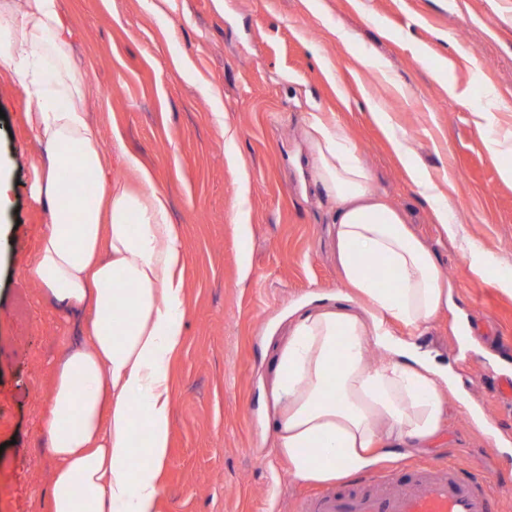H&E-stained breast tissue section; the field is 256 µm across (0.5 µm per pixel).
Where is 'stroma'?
<instances>
[{
	"label": "stroma",
	"instance_id": "stroma-1",
	"mask_svg": "<svg viewBox=\"0 0 512 512\" xmlns=\"http://www.w3.org/2000/svg\"><path fill=\"white\" fill-rule=\"evenodd\" d=\"M59 2L102 144L116 130L123 138L113 176L134 182L127 152L150 167L185 243L188 315L171 366L159 512H293L321 488L293 478L266 422L271 337L291 304L341 285L330 210L312 184L310 113L344 125L373 190L426 241L439 236L361 108L366 96L414 141L487 263L480 278L458 245L439 251L453 305L421 339L460 374L486 426L449 399L448 424L430 447L384 461L491 475L500 512H512V395L496 387L512 381V295L499 287L512 280V181L490 143L512 131V0ZM26 107L0 75V170L16 183L0 213V512H49L54 461L40 424L52 364L74 334L28 276L51 216L30 193L40 150ZM477 107L489 134L475 125Z\"/></svg>",
	"mask_w": 512,
	"mask_h": 512
}]
</instances>
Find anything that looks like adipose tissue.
Returning a JSON list of instances; mask_svg holds the SVG:
<instances>
[{"instance_id":"1","label":"adipose tissue","mask_w":512,"mask_h":512,"mask_svg":"<svg viewBox=\"0 0 512 512\" xmlns=\"http://www.w3.org/2000/svg\"><path fill=\"white\" fill-rule=\"evenodd\" d=\"M29 103L25 122L48 151L32 191L52 222L30 274L64 313L90 309L82 343L52 368L43 430L57 460L51 512H158L171 436L170 360L188 309L183 239L153 172L125 157L140 190L113 178L89 121L88 86L72 57L59 0H0V71ZM444 238L466 239L448 198L419 166L388 113L364 98ZM313 185L335 209L343 292L289 315L271 361L274 446L294 478L334 481L381 454L431 444L448 419L454 372L417 344L448 308L450 285L434 248L371 187V173L340 124L312 113ZM95 187L73 194L62 169ZM408 328L393 334L392 323Z\"/></svg>"}]
</instances>
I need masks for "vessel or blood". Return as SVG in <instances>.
I'll return each instance as SVG.
<instances>
[{
	"label": "vessel or blood",
	"instance_id": "vessel-or-blood-1",
	"mask_svg": "<svg viewBox=\"0 0 512 512\" xmlns=\"http://www.w3.org/2000/svg\"><path fill=\"white\" fill-rule=\"evenodd\" d=\"M488 484L449 465L382 469L313 493L299 512H497Z\"/></svg>",
	"mask_w": 512,
	"mask_h": 512
}]
</instances>
